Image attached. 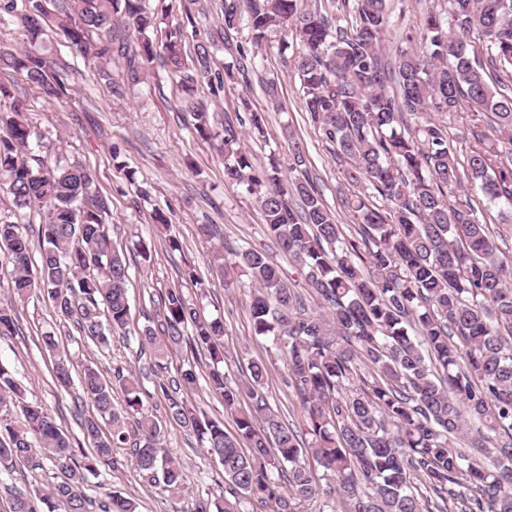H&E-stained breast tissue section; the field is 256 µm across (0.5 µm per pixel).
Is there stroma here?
I'll use <instances>...</instances> for the list:
<instances>
[{
  "label": "stroma",
  "mask_w": 512,
  "mask_h": 512,
  "mask_svg": "<svg viewBox=\"0 0 512 512\" xmlns=\"http://www.w3.org/2000/svg\"><path fill=\"white\" fill-rule=\"evenodd\" d=\"M429 0H390L389 45L406 36L418 35ZM48 56L64 57L72 67L69 83L72 91L59 101L45 100L38 90L8 69L0 70V83L13 87L14 97L26 110L29 121L48 141L59 145L63 156L89 167L108 199L109 235L113 247L124 254L128 267V295L131 321L126 335H113L108 348L83 339L78 330L59 334L61 353L67 354L75 368L97 367L112 380L115 404H123L124 393L119 376L141 377L144 403L165 421L163 444L179 463L183 488L179 496H170L160 486L143 479L131 448L115 451L118 468L103 470L90 477L86 493L92 499L116 492L137 501L139 512H196L197 504L208 495L219 494L224 484L220 463L206 456L196 437L189 431L167 423V402L157 392L158 382H168L182 365L194 363L202 378L194 389H181L179 399L203 406L211 417L221 420L226 430H234L222 400L208 390L205 380L211 363L204 356H193L189 349L171 352L155 362L150 351L139 344L137 333L148 321L156 320L160 298L168 289H182L196 301L209 318L224 321V346L228 359L223 365L228 380H237L250 360L269 365L265 394L282 419L301 425L302 414L285 384V365L271 341L255 339L248 293L251 284L233 265L217 268L215 252H229L244 243L267 247L273 261L286 279L297 273L288 255L272 248L265 234L262 212L255 197L224 181V159L210 140L194 128V121L180 109L181 90L162 66H154L144 82L130 84L121 69H113L111 79H103L90 67L83 55L57 38L44 47ZM257 75L247 82L226 87L220 100L209 102L211 111L232 113L240 96H247L255 110L264 113L267 139L256 142L242 139L256 166L268 164L269 153L287 161L288 141L283 125H291L306 149L307 168L316 177L325 203L335 213L344 231H352L355 220L340 203L346 182L333 153L322 143L309 122L295 73L286 71L278 43L255 58ZM277 78L282 108L268 110L263 80ZM120 157L133 178L114 168L113 157ZM171 219L168 228L154 222L156 212ZM203 224L216 226L217 235H202ZM181 248L174 251L169 238ZM194 269L198 283L186 279V269ZM20 330L0 337V365L7 367L24 386L28 402L47 409L74 444L83 445L79 427L81 418L92 415L94 406L79 399L78 388L60 389L53 379L52 365L42 352V336L56 325L52 307L41 294L16 302ZM51 464L35 469L17 466L0 473V512H8V499L14 490L28 491L55 482Z\"/></svg>",
  "instance_id": "obj_1"
}]
</instances>
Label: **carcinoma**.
<instances>
[{"label": "carcinoma", "instance_id": "obj_1", "mask_svg": "<svg viewBox=\"0 0 512 512\" xmlns=\"http://www.w3.org/2000/svg\"><path fill=\"white\" fill-rule=\"evenodd\" d=\"M179 2L174 14L166 5L150 12L143 0H0V25L18 23L28 44L0 48V66L55 101L68 93L67 65L36 47L56 36L95 63L123 64L133 83L160 62L178 80L196 130L216 141L224 180L256 198L267 236L301 273L294 285L265 251L247 244L233 253L255 285L254 336L280 352L302 430L270 407L266 361L225 380L224 321L201 315L181 289L161 297L163 336L149 325L138 333L157 358L184 343L206 351L210 391L234 418L227 432L159 384L168 421L218 460L233 497L204 499L197 512H239L243 495L262 497L272 512L332 497L343 512H426L411 490L412 470L440 500L438 512H512V258L480 209L484 200L512 223V0H439L423 18L418 46L391 52L388 0H221L229 54L222 64L215 36L197 25L201 0ZM243 25L250 38L239 43L234 33ZM273 34L281 52L292 51L283 65L297 73L304 110L352 187L342 205L359 224L356 238L325 205L289 126L285 180L276 156L259 170L241 145L246 124L250 137L266 140L249 100L216 131L198 97L205 88L217 100L245 78L247 61ZM459 112L475 128L469 140L448 133ZM490 118L494 139L476 131ZM49 151L20 108L0 109V256L11 264L14 298L43 293L59 326L72 324L107 347L130 324L126 259L112 248L109 204L92 171L60 158L51 166ZM32 207L44 214L35 269L18 221ZM305 294L320 310L305 307ZM17 329L14 304L0 303V335ZM42 343L58 386L70 387L74 365L58 353L56 335L45 333ZM359 362L370 378L359 375ZM197 381L190 364L172 385L192 389ZM79 386L96 409L80 421L88 454L77 453L51 413L23 399L0 365V408L21 413L17 423L0 422V471L37 459L59 472L46 489L13 494L10 512H90L88 475L117 468L113 449L127 445L144 479L178 495L181 468L144 405L140 378L122 380L121 409L97 369L85 366ZM466 438L469 455L454 446ZM317 468L329 483L315 480ZM98 510L137 512V503L112 494Z\"/></svg>", "mask_w": 512, "mask_h": 512}]
</instances>
